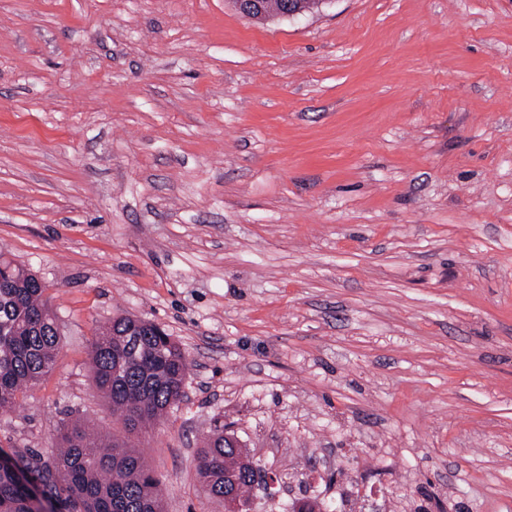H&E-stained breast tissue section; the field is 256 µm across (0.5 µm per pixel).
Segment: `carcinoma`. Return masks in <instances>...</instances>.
I'll return each instance as SVG.
<instances>
[{
	"label": "carcinoma",
	"mask_w": 512,
	"mask_h": 512,
	"mask_svg": "<svg viewBox=\"0 0 512 512\" xmlns=\"http://www.w3.org/2000/svg\"><path fill=\"white\" fill-rule=\"evenodd\" d=\"M288 3L305 15L319 11L316 0H263L260 18L279 16ZM45 290L29 269L0 256V410L14 407L19 391L53 369L60 337ZM95 336L93 382L126 436L94 438L83 420L74 419L57 432L53 465L29 459L24 468L42 485L44 498L61 499L65 512H161L160 481L130 436L148 431L181 400L187 359L165 330L128 316L99 325ZM200 455L197 474L213 497H224L226 472L235 474L233 490L242 503L264 478L243 449L224 447L222 426ZM0 512H47L12 466L0 465Z\"/></svg>",
	"instance_id": "cac0c4a2"
}]
</instances>
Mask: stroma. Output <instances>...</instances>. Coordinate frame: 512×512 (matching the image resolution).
<instances>
[{
  "instance_id": "obj_1",
  "label": "stroma",
  "mask_w": 512,
  "mask_h": 512,
  "mask_svg": "<svg viewBox=\"0 0 512 512\" xmlns=\"http://www.w3.org/2000/svg\"><path fill=\"white\" fill-rule=\"evenodd\" d=\"M0 251L61 334L1 451L121 433L128 315L188 362L135 440L165 512H224L220 423L276 477L250 512H512V0H0ZM263 6H262V14L258 16L255 14L253 18L256 19H266L269 17H280V12L284 5L291 3L293 6V10H299L304 9L300 15H306L313 12L319 11V9L324 5L321 6L316 5V1H323V0H262Z\"/></svg>"
}]
</instances>
